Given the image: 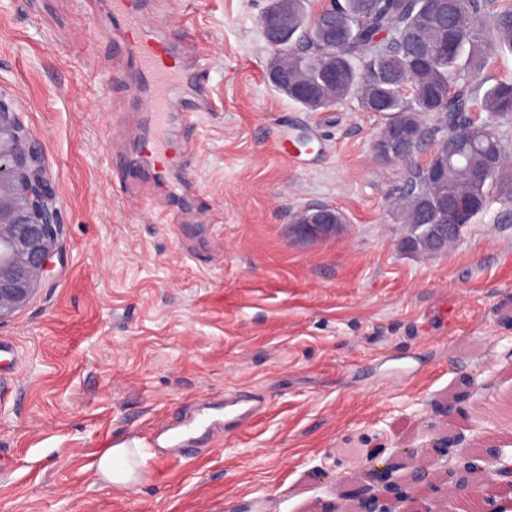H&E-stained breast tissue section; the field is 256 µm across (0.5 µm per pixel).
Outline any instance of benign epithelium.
Masks as SVG:
<instances>
[{"mask_svg": "<svg viewBox=\"0 0 512 512\" xmlns=\"http://www.w3.org/2000/svg\"><path fill=\"white\" fill-rule=\"evenodd\" d=\"M414 142L398 138L382 146L392 163L412 157ZM462 202L448 204V223L436 225L439 246L461 237L470 224ZM299 229L311 236L335 229L332 214L315 210ZM60 233L37 171V152L27 145L14 113L0 106V321L28 305L49 269ZM462 399L440 404L439 416H460ZM460 434L431 426L430 438L406 448L372 451L354 472L336 476L334 497L317 512H505L512 506V440L483 435L460 446Z\"/></svg>", "mask_w": 512, "mask_h": 512, "instance_id": "7a95c632", "label": "benign epithelium"}]
</instances>
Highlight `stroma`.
Returning a JSON list of instances; mask_svg holds the SVG:
<instances>
[{"mask_svg": "<svg viewBox=\"0 0 512 512\" xmlns=\"http://www.w3.org/2000/svg\"><path fill=\"white\" fill-rule=\"evenodd\" d=\"M269 0H162L210 69L186 166L191 222L108 175L139 104L105 0H0V104L40 157L61 226L51 264L0 323V512H309L372 448L410 444L468 378L464 440L512 437V203L492 196L447 251L409 249L408 176L375 144L386 122L349 99L315 112L267 78ZM317 156L282 157L288 141ZM327 205L334 233L294 214ZM247 393L261 414L205 434L168 428ZM130 433L138 481L97 461Z\"/></svg>", "mask_w": 512, "mask_h": 512, "instance_id": "35a3bbf8", "label": "stroma"}]
</instances>
